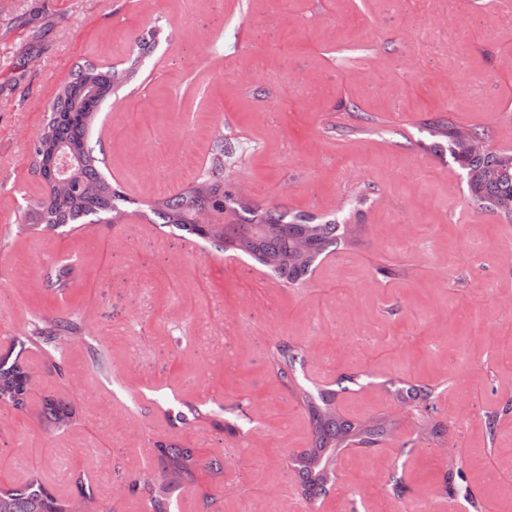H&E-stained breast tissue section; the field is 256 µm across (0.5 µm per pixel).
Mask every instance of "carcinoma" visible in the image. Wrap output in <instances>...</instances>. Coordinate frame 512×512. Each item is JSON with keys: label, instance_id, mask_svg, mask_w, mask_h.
Instances as JSON below:
<instances>
[{"label": "carcinoma", "instance_id": "carcinoma-1", "mask_svg": "<svg viewBox=\"0 0 512 512\" xmlns=\"http://www.w3.org/2000/svg\"><path fill=\"white\" fill-rule=\"evenodd\" d=\"M142 45L132 50L119 67L104 69L92 62L77 65L73 78L58 89L47 108L48 119L33 143V173L44 184L43 195L25 201L18 209L17 224L22 231L58 230L71 224H115L139 203L99 169V158L89 146L88 135L112 91L129 84L138 72ZM481 144L478 149L464 145L457 126L438 121L430 126V135L444 141L448 157L465 171L468 198L478 209L512 222V154L496 150L488 131L470 129ZM65 157L71 164L64 178L54 181ZM224 150L212 154L208 169L188 192L157 200L150 212L161 223L207 238L218 248L252 257L290 284L304 281L319 260L346 241V225L315 215L281 212L274 215L239 199L224 185ZM208 206L218 221L207 228L195 224L196 212ZM81 325L68 319L48 317L29 339L53 347L81 335ZM274 359L279 374L289 378L302 360L299 350L287 343L276 347ZM31 375L20 357L0 361V406L18 410L26 407ZM308 413L310 443L289 462L299 481L301 495L307 499L324 496L335 485L339 455L356 442L376 446L389 436L394 422L387 417L351 421L336 412L335 393L300 388ZM399 404L414 408L419 429L440 435L443 425L434 414L435 389L426 384L404 383L395 388ZM42 416L47 430L70 427L75 409L53 398L43 401ZM162 462L165 481L155 486L137 481L130 492L146 491L153 512H171L168 497L171 483L194 480L197 465L195 449L155 444ZM0 512H78L70 501L52 494L37 474L26 482L0 486Z\"/></svg>", "mask_w": 512, "mask_h": 512}]
</instances>
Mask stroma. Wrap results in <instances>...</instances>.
Segmentation results:
<instances>
[{
  "label": "stroma",
  "mask_w": 512,
  "mask_h": 512,
  "mask_svg": "<svg viewBox=\"0 0 512 512\" xmlns=\"http://www.w3.org/2000/svg\"><path fill=\"white\" fill-rule=\"evenodd\" d=\"M150 30L137 80L90 133L140 209L19 232V205L43 193L31 143L58 86L78 63L120 65ZM435 121L512 152L498 0H0V359L33 375L24 409L0 407V483L37 469L75 500L80 477L112 512H152L148 494L117 491L158 477L163 442L199 461L171 512H512V223L471 204ZM219 149L225 183L272 213L345 224L344 246L290 284L160 224L148 203L193 187ZM44 317L79 318L81 343L26 345ZM282 343L303 356L287 381ZM401 381L437 387L443 436L401 417ZM303 386L335 391L347 419L395 422L377 447L345 449L315 501L289 464L310 441ZM48 396L75 408L67 431H45Z\"/></svg>",
  "instance_id": "obj_1"
}]
</instances>
